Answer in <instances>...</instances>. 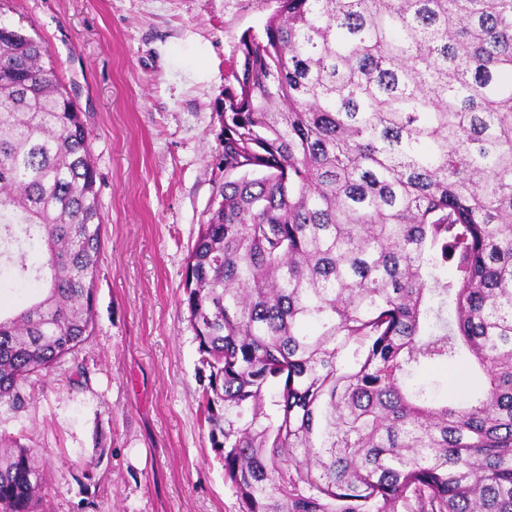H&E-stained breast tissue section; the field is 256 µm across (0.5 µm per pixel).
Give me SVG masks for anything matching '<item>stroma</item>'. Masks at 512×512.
<instances>
[{
  "instance_id": "1",
  "label": "stroma",
  "mask_w": 512,
  "mask_h": 512,
  "mask_svg": "<svg viewBox=\"0 0 512 512\" xmlns=\"http://www.w3.org/2000/svg\"><path fill=\"white\" fill-rule=\"evenodd\" d=\"M276 0H0L85 116L104 224L95 325L0 405L35 448L44 512H237L203 422L188 256L224 182V93ZM87 370L77 378V366ZM93 467H86V460Z\"/></svg>"
}]
</instances>
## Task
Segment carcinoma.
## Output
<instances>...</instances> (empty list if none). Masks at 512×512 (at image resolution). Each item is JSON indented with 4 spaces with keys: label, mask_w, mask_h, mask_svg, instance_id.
Returning <instances> with one entry per match:
<instances>
[{
    "label": "carcinoma",
    "mask_w": 512,
    "mask_h": 512,
    "mask_svg": "<svg viewBox=\"0 0 512 512\" xmlns=\"http://www.w3.org/2000/svg\"><path fill=\"white\" fill-rule=\"evenodd\" d=\"M277 2L224 94L182 300L238 512H512V0ZM47 57L0 27V275L44 289L0 307L17 409L92 333L104 246ZM432 364L460 395L418 381ZM48 485L27 446L0 455V512Z\"/></svg>",
    "instance_id": "obj_1"
}]
</instances>
